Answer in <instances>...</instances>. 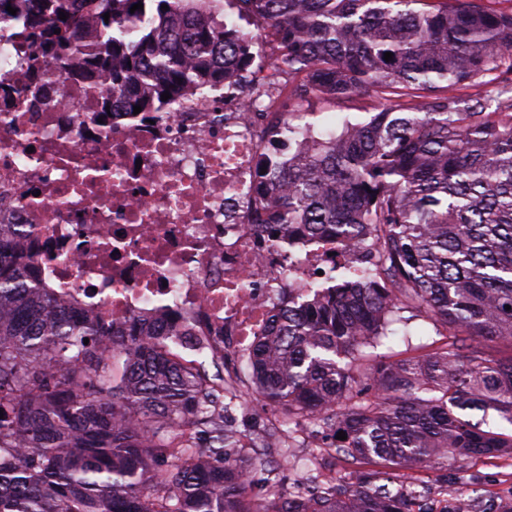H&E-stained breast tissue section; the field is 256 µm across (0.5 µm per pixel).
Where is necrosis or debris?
<instances>
[{
  "label": "necrosis or debris",
  "mask_w": 512,
  "mask_h": 512,
  "mask_svg": "<svg viewBox=\"0 0 512 512\" xmlns=\"http://www.w3.org/2000/svg\"><path fill=\"white\" fill-rule=\"evenodd\" d=\"M21 15L0 18V223L52 296L123 331L138 322L176 330L183 352L207 337L224 355V383L276 314L326 289L330 268L357 250L327 240H268L256 166L286 170L287 128L319 130L308 113L261 117L234 88H209L164 112L100 114L98 81L45 58Z\"/></svg>",
  "instance_id": "4bbe7bcc"
}]
</instances>
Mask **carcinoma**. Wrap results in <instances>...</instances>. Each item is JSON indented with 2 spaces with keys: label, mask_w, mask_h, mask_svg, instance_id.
I'll list each match as a JSON object with an SVG mask.
<instances>
[{
  "label": "carcinoma",
  "mask_w": 512,
  "mask_h": 512,
  "mask_svg": "<svg viewBox=\"0 0 512 512\" xmlns=\"http://www.w3.org/2000/svg\"><path fill=\"white\" fill-rule=\"evenodd\" d=\"M89 2L85 39L68 0H0V12H24L50 59L78 47L73 70L124 112H165L161 95L192 83L235 86L215 58L254 59L256 43L217 18L221 0ZM231 2L276 43L288 113L371 93L364 118H342L280 173L265 225L273 240L353 246L362 268L284 312L248 362L288 423L345 432L335 450L350 481L302 499L277 477L254 491L226 456L242 444L224 428V357L198 344L211 374L173 331L114 333L56 300L0 224V512H432L402 469L512 457V432L486 418L512 428V357L462 352L466 336L512 343V0ZM402 309L446 344L352 374ZM375 459L384 469H363ZM458 508L512 512L478 496Z\"/></svg>",
  "instance_id": "carcinoma-1"
}]
</instances>
